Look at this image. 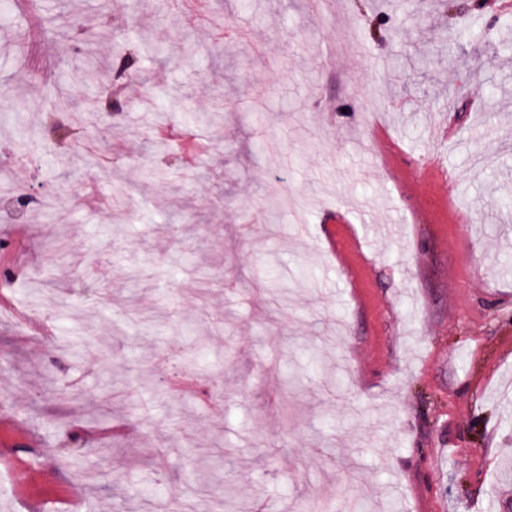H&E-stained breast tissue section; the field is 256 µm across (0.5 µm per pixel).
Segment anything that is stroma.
<instances>
[{
  "label": "stroma",
  "instance_id": "1",
  "mask_svg": "<svg viewBox=\"0 0 512 512\" xmlns=\"http://www.w3.org/2000/svg\"><path fill=\"white\" fill-rule=\"evenodd\" d=\"M63 10L69 42L138 58L137 86L70 79ZM471 17L480 36L447 56ZM511 40L499 0L0 4V174L47 200L0 215V270L17 275L0 304V512H225L208 474L235 512L512 502ZM61 89L121 113L52 127ZM174 97L169 124L211 147L191 169L145 111ZM446 105L451 135L430 141ZM332 208L348 223H322Z\"/></svg>",
  "mask_w": 512,
  "mask_h": 512
}]
</instances>
